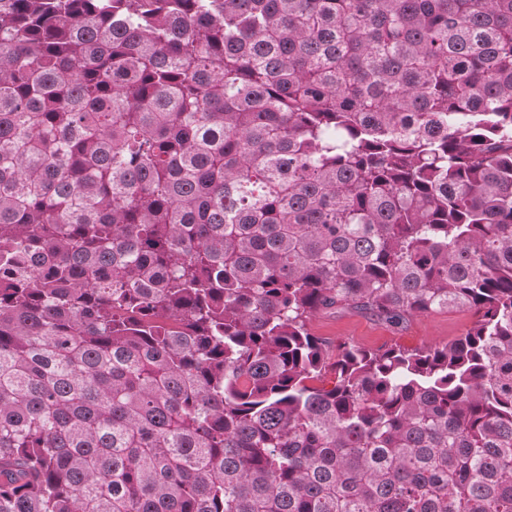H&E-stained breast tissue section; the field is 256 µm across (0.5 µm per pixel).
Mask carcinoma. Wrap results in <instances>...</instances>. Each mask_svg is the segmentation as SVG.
I'll return each instance as SVG.
<instances>
[{
  "instance_id": "carcinoma-1",
  "label": "carcinoma",
  "mask_w": 512,
  "mask_h": 512,
  "mask_svg": "<svg viewBox=\"0 0 512 512\" xmlns=\"http://www.w3.org/2000/svg\"><path fill=\"white\" fill-rule=\"evenodd\" d=\"M0 512H512V0H0ZM475 320V312L467 308H449L395 322L345 309L317 315L311 329L316 336L335 344L350 342L370 349L391 345L416 348L448 342L460 336Z\"/></svg>"
}]
</instances>
